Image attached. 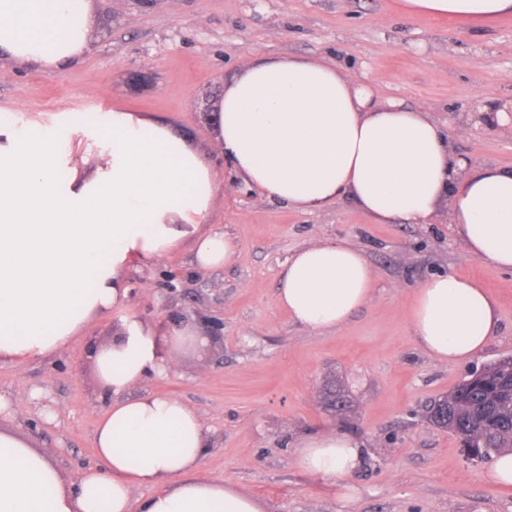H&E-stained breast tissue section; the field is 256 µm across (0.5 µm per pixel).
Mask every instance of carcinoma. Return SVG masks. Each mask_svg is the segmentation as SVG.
<instances>
[{
	"mask_svg": "<svg viewBox=\"0 0 512 512\" xmlns=\"http://www.w3.org/2000/svg\"><path fill=\"white\" fill-rule=\"evenodd\" d=\"M490 384H459L431 410L430 420L437 426L453 432L457 437H469L484 448V456L509 449L512 451V399L495 404V420L480 422L477 409L492 395Z\"/></svg>",
	"mask_w": 512,
	"mask_h": 512,
	"instance_id": "carcinoma-1",
	"label": "carcinoma"
}]
</instances>
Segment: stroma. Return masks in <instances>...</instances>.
<instances>
[{
  "label": "stroma",
  "instance_id": "35a3bbf8",
  "mask_svg": "<svg viewBox=\"0 0 512 512\" xmlns=\"http://www.w3.org/2000/svg\"><path fill=\"white\" fill-rule=\"evenodd\" d=\"M100 19L77 65L44 72L1 60L0 114L96 156L112 143L101 131L112 114L137 112L178 129L220 171L210 101L257 54L297 56L367 76L378 101L450 133L455 154L512 166L508 127L455 130L483 100L512 99V16L489 25L405 16L396 0H112ZM75 115L92 121L75 127ZM208 225L235 242L229 265L197 270L180 248L131 270L122 310L93 318L56 354L0 363L11 427L70 479L97 464L105 403L92 352L126 311L161 335L183 323L206 337L197 350L163 352L168 370L144 388L197 411L211 437L202 473L236 483L264 512H512V486L487 481L489 461L469 459L428 419L473 369L512 356L511 271L467 254L446 220L377 224L346 197L309 213L225 180ZM319 241L361 250L375 280L371 301L343 325L312 332L276 294L288 257ZM440 272L475 280L497 302L498 332L467 363L430 358L410 329L416 288ZM327 432L361 444L352 502L297 465L300 438Z\"/></svg>",
  "mask_w": 512,
  "mask_h": 512
}]
</instances>
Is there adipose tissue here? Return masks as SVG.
<instances>
[{
    "instance_id": "1",
    "label": "adipose tissue",
    "mask_w": 512,
    "mask_h": 512,
    "mask_svg": "<svg viewBox=\"0 0 512 512\" xmlns=\"http://www.w3.org/2000/svg\"><path fill=\"white\" fill-rule=\"evenodd\" d=\"M402 14L488 23L512 0H398ZM100 26L95 0H0V57L62 70ZM215 140L245 184L301 211L351 198L380 224H426L448 204L464 251L512 271V168L466 166L421 113L380 103L340 67L299 57H259L224 85ZM105 164L80 156L60 183L56 136L0 119V362L57 353L94 317L128 297L127 270L190 245L196 265L230 264L236 246L207 228L217 172L171 126L133 112L108 125ZM374 273L357 248L323 241L293 254L278 305L319 332L342 325L372 297ZM409 324L440 362L482 352L498 329L492 295L470 279L436 274L415 292ZM94 364L108 411L94 445L99 466L70 481L21 433L0 426V512H262L236 484L202 475L199 414L163 395L131 390L166 367L153 327L121 318ZM359 445L336 433L298 444L305 472L344 485ZM136 487L150 489L142 501Z\"/></svg>"
}]
</instances>
